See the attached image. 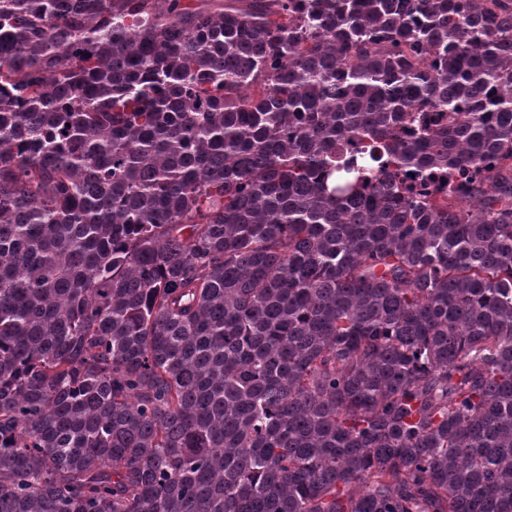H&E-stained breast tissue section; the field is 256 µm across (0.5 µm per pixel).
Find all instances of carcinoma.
<instances>
[{
    "label": "carcinoma",
    "instance_id": "obj_1",
    "mask_svg": "<svg viewBox=\"0 0 512 512\" xmlns=\"http://www.w3.org/2000/svg\"><path fill=\"white\" fill-rule=\"evenodd\" d=\"M0 512H512V0H0Z\"/></svg>",
    "mask_w": 512,
    "mask_h": 512
}]
</instances>
